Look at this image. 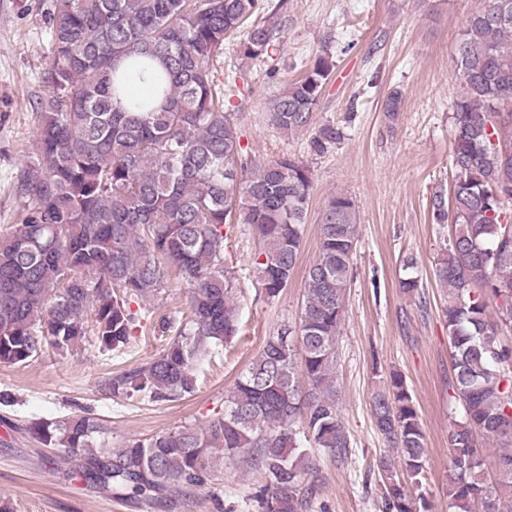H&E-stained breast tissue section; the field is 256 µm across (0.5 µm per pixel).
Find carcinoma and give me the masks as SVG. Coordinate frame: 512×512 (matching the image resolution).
Returning <instances> with one entry per match:
<instances>
[{
	"instance_id": "cac0c4a2",
	"label": "carcinoma",
	"mask_w": 512,
	"mask_h": 512,
	"mask_svg": "<svg viewBox=\"0 0 512 512\" xmlns=\"http://www.w3.org/2000/svg\"><path fill=\"white\" fill-rule=\"evenodd\" d=\"M455 45L459 92L450 189L434 196L435 223L454 233L433 269L448 296V389L462 408L448 432V504L458 512L512 509V0H479ZM264 0H56L49 20L52 61L39 98L36 159L21 166L27 198L18 224L0 234V364L21 366L51 348L62 355L88 336L117 356L136 318L129 301L160 293L175 271L189 288L188 314L163 316L170 334L149 362L104 381L115 398L174 402L198 387L197 370L236 336L235 276L224 241L237 224L257 235L255 265L265 295L277 297L298 266L313 194L309 165L283 156L253 171L237 122L214 82L224 45L239 56H270L279 26ZM335 67L321 51L272 102L268 122L283 133L309 129ZM153 75L132 100V75ZM402 96L383 102L394 120ZM344 139L318 127L310 152ZM358 210L338 192L320 215V251L305 270L299 322L269 334L224 398V415L204 427L95 445L105 428L75 416L30 423L37 443L62 448L88 485L118 496L158 499L206 484L212 452L243 458L263 474L259 512H309L317 494L305 477L318 450L348 453L336 403V344L353 278ZM376 428L397 449L382 458L384 512H428L422 485L425 436L413 396L392 373L373 394ZM496 442V473L484 476L478 437Z\"/></svg>"
}]
</instances>
